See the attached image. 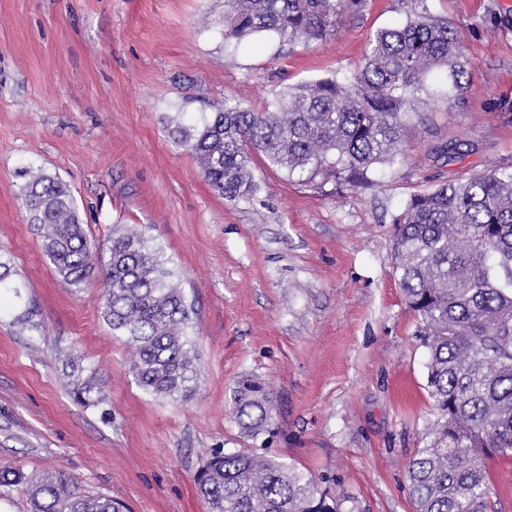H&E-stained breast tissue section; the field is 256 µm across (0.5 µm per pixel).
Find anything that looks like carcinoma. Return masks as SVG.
Here are the masks:
<instances>
[{
	"mask_svg": "<svg viewBox=\"0 0 512 512\" xmlns=\"http://www.w3.org/2000/svg\"><path fill=\"white\" fill-rule=\"evenodd\" d=\"M359 0H224V39L273 32L307 45L336 34ZM446 74L448 100L462 96L464 46L446 17L417 13L369 42L364 65L340 78L288 88L274 112L239 103L193 126L176 123L177 143L195 154L209 185L235 201L255 195L253 155L305 183H374L379 165L406 159V133L420 103L435 99L428 76ZM29 223L63 282L102 279L103 317L131 348L130 372L146 393L186 396L199 370L193 306L163 247L138 224H116L95 244L58 177L39 171L22 187ZM393 260L414 336L428 350L427 387L438 412L430 443L407 465L417 512H492L487 460L512 456V165L417 193L395 219ZM75 400L103 402L95 374L68 373ZM242 433L256 438L272 419L270 390L246 376L231 391ZM210 512H337L304 474L265 456L209 454L197 475ZM26 492L32 512H119L58 472L35 479L0 461V489Z\"/></svg>",
	"mask_w": 512,
	"mask_h": 512,
	"instance_id": "carcinoma-1",
	"label": "carcinoma"
}]
</instances>
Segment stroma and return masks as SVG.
<instances>
[{
  "mask_svg": "<svg viewBox=\"0 0 512 512\" xmlns=\"http://www.w3.org/2000/svg\"><path fill=\"white\" fill-rule=\"evenodd\" d=\"M463 41L467 92L411 116L408 157L375 186L302 183L253 161L229 201L180 146L172 117L225 101L276 110L286 87L354 72L377 30L419 10ZM457 145L460 156H442ZM512 164V0H364L308 46L224 38V0H0V459L52 471L125 512H208L196 474L214 449L273 457L339 512H416L406 467L437 418L427 351L392 259L410 196ZM70 188L88 237L150 226L192 303L200 377L188 399L136 384L91 279L64 285L28 223L22 170ZM96 374L79 405L62 375ZM269 384L274 433L244 436L236 381Z\"/></svg>",
  "mask_w": 512,
  "mask_h": 512,
  "instance_id": "stroma-1",
  "label": "stroma"
}]
</instances>
